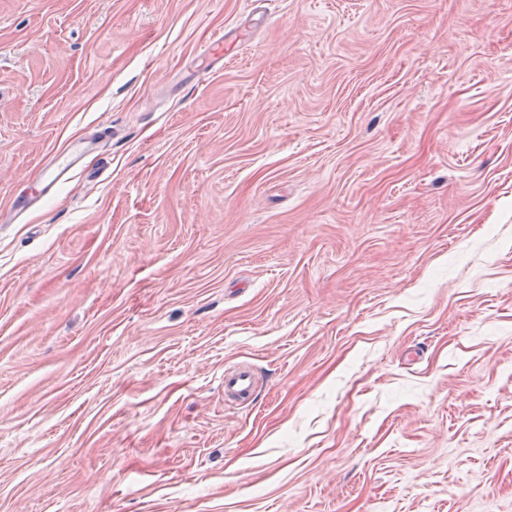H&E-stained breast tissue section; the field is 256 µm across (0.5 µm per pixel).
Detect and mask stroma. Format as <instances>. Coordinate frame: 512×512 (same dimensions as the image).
Returning a JSON list of instances; mask_svg holds the SVG:
<instances>
[{"instance_id": "obj_1", "label": "stroma", "mask_w": 512, "mask_h": 512, "mask_svg": "<svg viewBox=\"0 0 512 512\" xmlns=\"http://www.w3.org/2000/svg\"><path fill=\"white\" fill-rule=\"evenodd\" d=\"M0 512H512V0H0ZM86 146L76 144L72 147V151L67 156H60L56 158L55 162L51 165L55 166L51 174L45 178L44 175L34 180L33 190L30 198H42L47 196L53 187L58 183H64L71 179L70 176L73 167L77 160L88 150L91 149L92 144L86 142ZM74 156L73 158H71ZM257 386L254 372L248 366H239L224 375V393L250 398Z\"/></svg>"}]
</instances>
